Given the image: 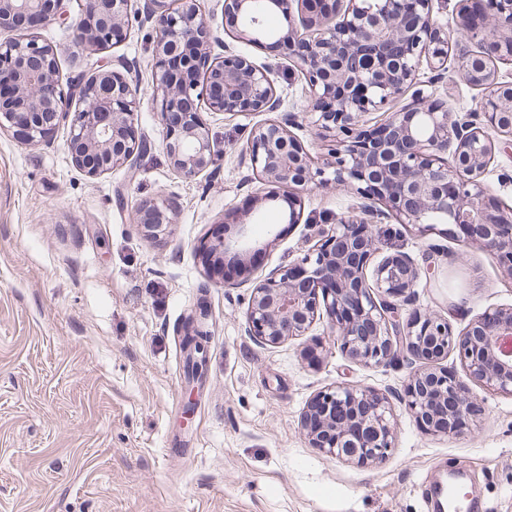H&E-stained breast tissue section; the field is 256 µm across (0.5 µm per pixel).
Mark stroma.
I'll list each match as a JSON object with an SVG mask.
<instances>
[{"label":"stroma","instance_id":"stroma-1","mask_svg":"<svg viewBox=\"0 0 512 512\" xmlns=\"http://www.w3.org/2000/svg\"><path fill=\"white\" fill-rule=\"evenodd\" d=\"M81 12L82 0H63L61 14L39 26L44 40L67 49L61 78L123 60L140 90L136 119L148 150L136 171L91 178L72 162L68 124L40 145L0 131V512H435L426 485L450 469L466 475L467 493L486 512H512V396L477 389L482 413L466 435H428L403 404L414 370L405 357L352 362L322 319L277 345L246 331L255 281L302 258L319 230L361 201L334 181V138L291 60L274 47L229 43L268 69L283 99L276 119L314 159L293 226L283 202L254 207V175L240 153L266 113L211 115L212 165L193 179L177 176L151 103L153 24L136 17L124 41L98 50L71 43ZM458 53L449 50L444 74L421 66L419 80L463 115L486 91L464 79ZM491 138L483 183L512 207V148L499 133ZM162 200L175 204L172 223L146 238L136 210ZM247 211L251 238L267 248L251 280L228 288L208 273L200 246L225 217ZM376 228L384 253H405L420 269L400 319L417 308L447 318L457 334L487 308L512 306V271L453 234H421L389 217ZM196 321L211 338L190 406L181 341ZM317 341L324 350L311 365L303 353ZM339 383L390 396L397 437L383 460L356 465L310 446L302 410Z\"/></svg>","mask_w":512,"mask_h":512}]
</instances>
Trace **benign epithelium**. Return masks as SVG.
<instances>
[{"instance_id":"7a95c632","label":"benign epithelium","mask_w":512,"mask_h":512,"mask_svg":"<svg viewBox=\"0 0 512 512\" xmlns=\"http://www.w3.org/2000/svg\"><path fill=\"white\" fill-rule=\"evenodd\" d=\"M257 0H224L236 17L226 35L251 43L261 32L242 24ZM286 26L275 44L308 79L313 111L321 127L335 133L336 182L349 184L364 205L362 217L341 219L321 234L311 253L254 285L247 331L264 344L300 336L318 319L352 361L381 366L405 356L420 362L406 387L405 405L427 434L461 433L479 409L470 388L441 366L458 354L470 381L512 396V307L489 308L454 334L448 320L415 311L397 318L420 278L414 260L394 253L374 260L373 232L380 204L420 232L451 225L459 241L512 270V208L488 197L481 182L494 158L486 128L512 138V81L479 67L477 56L459 53L460 71L478 87H490L479 111L455 116L447 103L419 89L413 101L375 126L363 115L383 111L416 83L422 59L446 69L450 38L433 18V0H413L411 21L400 0H266ZM144 0L145 18L154 23L151 64L153 102L165 130L167 157L180 176L191 179L210 167L216 143L203 113L244 115L277 112L283 102L268 71L227 51L214 33L213 16L196 0L181 7ZM61 0H0V31H24L0 40V130L10 129L25 144L48 141L70 122L68 151L73 163L92 177L114 168L137 166L145 141L135 126L137 88L120 70L102 64L62 88L63 47L41 41L34 20L55 14ZM298 14H293V10ZM131 0H84L75 24L76 42L103 48L127 35ZM463 40L484 45L512 61V0H484V20L465 26ZM220 53H211L213 48ZM245 155L258 179L284 189L288 223L301 215V193L312 179V157L276 120L252 127ZM173 203L140 206L136 222L144 235L164 234ZM243 217L230 235L203 244L216 261L247 267L264 246L250 238ZM190 361L197 365L189 394L196 393L208 361V334L186 336ZM300 425L312 447L338 459L366 464L383 458L396 440L397 415L388 397L369 387L338 384L306 403Z\"/></svg>"}]
</instances>
